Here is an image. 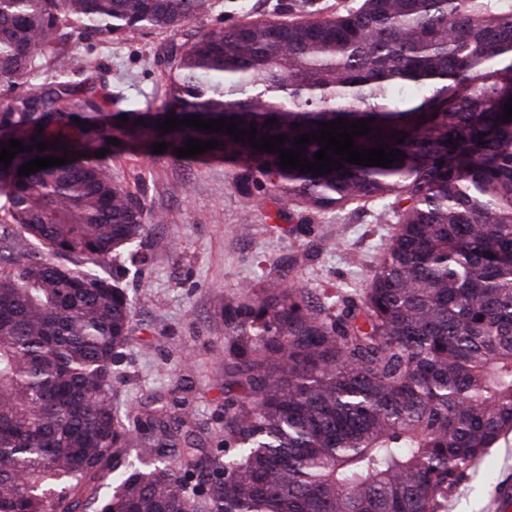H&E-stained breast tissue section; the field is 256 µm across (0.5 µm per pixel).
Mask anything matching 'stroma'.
Returning a JSON list of instances; mask_svg holds the SVG:
<instances>
[{"label":"stroma","instance_id":"stroma-1","mask_svg":"<svg viewBox=\"0 0 512 512\" xmlns=\"http://www.w3.org/2000/svg\"><path fill=\"white\" fill-rule=\"evenodd\" d=\"M181 39L157 30L84 41L92 76L114 95L103 112L124 111L127 98L143 111H161L165 86L152 60ZM242 171L241 161L228 157L185 163L125 144L113 146L109 161L115 180L143 187L154 219L142 243L147 268L125 277L136 312L115 384L123 401L139 406L187 380L190 406L209 426L208 448L224 434V400L240 393L220 356L228 334L224 308L242 302L240 285L290 266L294 283L312 291L361 287L395 230L369 210H344L337 222L296 206L279 214L275 189L242 187ZM247 209L252 222L243 232ZM452 512H512V436L461 484Z\"/></svg>","mask_w":512,"mask_h":512}]
</instances>
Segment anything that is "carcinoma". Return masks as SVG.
<instances>
[{
    "mask_svg": "<svg viewBox=\"0 0 512 512\" xmlns=\"http://www.w3.org/2000/svg\"><path fill=\"white\" fill-rule=\"evenodd\" d=\"M217 0H0V512H451L454 494L512 434V0H353L334 10L186 29ZM185 30L154 58L163 111L126 123L70 74L94 36ZM295 137L370 117L355 145L391 167L317 174L169 113ZM143 122H138V119ZM82 123H77V120ZM275 123L270 124L268 120ZM244 162L279 201L341 218L370 207L396 230L350 291L281 278L224 309L232 376L222 448L174 389L141 408L114 366L133 329L121 259L139 273L143 193L107 171L109 139L164 155ZM404 142L397 143L398 138ZM47 142L40 152L36 145ZM67 164L30 175L37 157ZM151 462L141 468L131 452Z\"/></svg>",
    "mask_w": 512,
    "mask_h": 512,
    "instance_id": "1",
    "label": "carcinoma"
}]
</instances>
